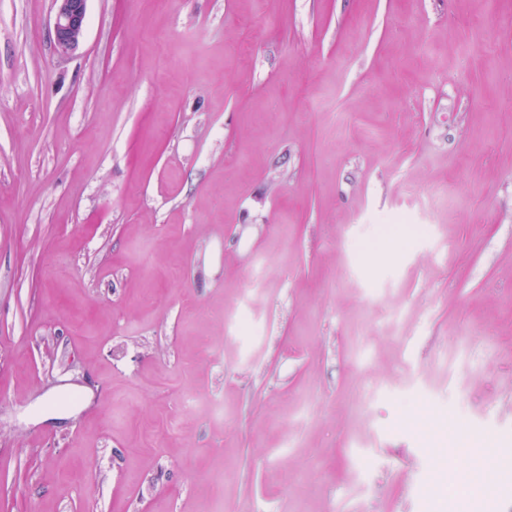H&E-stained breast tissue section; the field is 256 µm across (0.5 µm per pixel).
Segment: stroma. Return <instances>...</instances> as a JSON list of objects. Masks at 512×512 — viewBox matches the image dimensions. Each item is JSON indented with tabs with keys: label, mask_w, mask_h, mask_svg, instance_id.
I'll list each match as a JSON object with an SVG mask.
<instances>
[{
	"label": "stroma",
	"mask_w": 512,
	"mask_h": 512,
	"mask_svg": "<svg viewBox=\"0 0 512 512\" xmlns=\"http://www.w3.org/2000/svg\"><path fill=\"white\" fill-rule=\"evenodd\" d=\"M0 0V512H512V0ZM88 0H54L56 11L51 29L60 54L75 51L83 37ZM473 464L471 458H466V455L460 450H448V481L443 482L436 491L434 501V512H445V505L448 500V487L456 489L455 497L458 501H462V505L466 506L470 502L480 498L484 492L483 483H465L458 479L456 481L457 473L466 467Z\"/></svg>",
	"instance_id": "obj_1"
}]
</instances>
